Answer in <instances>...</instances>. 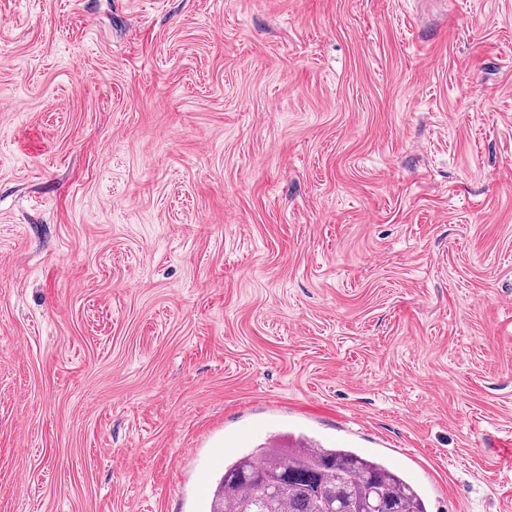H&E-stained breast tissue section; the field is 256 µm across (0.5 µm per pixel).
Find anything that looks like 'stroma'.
Segmentation results:
<instances>
[{
  "label": "stroma",
  "instance_id": "obj_1",
  "mask_svg": "<svg viewBox=\"0 0 512 512\" xmlns=\"http://www.w3.org/2000/svg\"><path fill=\"white\" fill-rule=\"evenodd\" d=\"M301 436L512 512V0H0V512Z\"/></svg>",
  "mask_w": 512,
  "mask_h": 512
}]
</instances>
